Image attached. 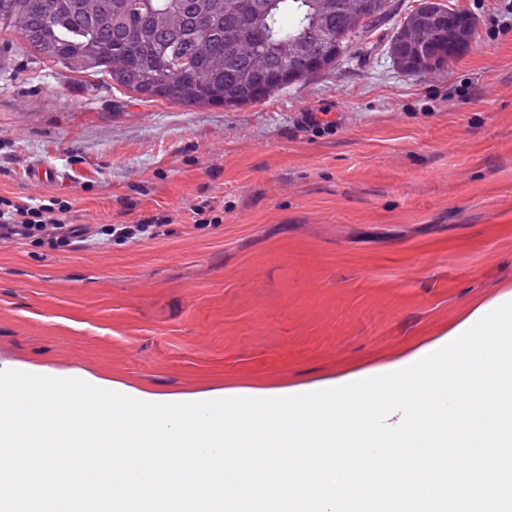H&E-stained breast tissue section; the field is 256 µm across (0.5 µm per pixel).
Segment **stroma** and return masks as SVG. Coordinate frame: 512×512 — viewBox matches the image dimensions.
Masks as SVG:
<instances>
[{"label":"stroma","mask_w":512,"mask_h":512,"mask_svg":"<svg viewBox=\"0 0 512 512\" xmlns=\"http://www.w3.org/2000/svg\"><path fill=\"white\" fill-rule=\"evenodd\" d=\"M455 2L476 37L441 71L357 49L229 107L147 101L0 30V198L166 230L0 243V366L168 395L285 389L389 362L512 289V0ZM204 200L216 222L197 230Z\"/></svg>","instance_id":"1"}]
</instances>
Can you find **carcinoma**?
<instances>
[{"label": "carcinoma", "instance_id": "cac0c4a2", "mask_svg": "<svg viewBox=\"0 0 512 512\" xmlns=\"http://www.w3.org/2000/svg\"><path fill=\"white\" fill-rule=\"evenodd\" d=\"M0 0V28L24 34L39 56L71 72L107 75L137 92L175 78L163 98L176 104L240 106L256 104L290 86L281 41L298 36L310 55L336 66L360 45L373 50L370 36L348 28L340 0ZM208 15L198 31L192 11ZM253 41L246 55L226 37ZM345 37L336 43V33ZM447 49V36L421 46L424 59Z\"/></svg>", "mask_w": 512, "mask_h": 512}]
</instances>
